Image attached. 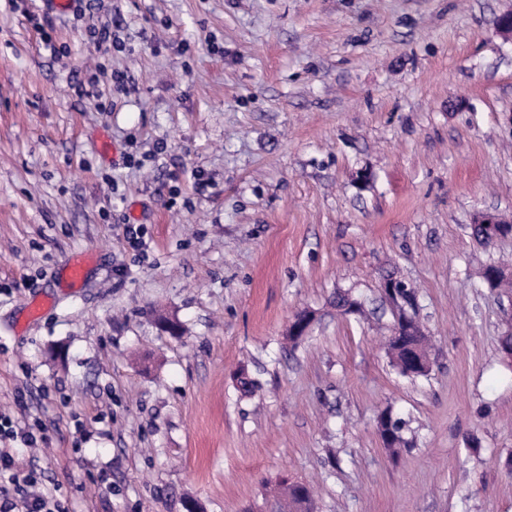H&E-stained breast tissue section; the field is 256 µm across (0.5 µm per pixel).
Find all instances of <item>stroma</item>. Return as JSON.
<instances>
[{"label":"stroma","mask_w":512,"mask_h":512,"mask_svg":"<svg viewBox=\"0 0 512 512\" xmlns=\"http://www.w3.org/2000/svg\"><path fill=\"white\" fill-rule=\"evenodd\" d=\"M507 12L0 0V414L39 435L68 512H279L284 481L315 512H512V291L481 277L512 237L470 234L477 211L512 214ZM106 21L126 88L101 112L72 85ZM390 275L417 290L427 375L387 354ZM340 293L363 315L337 313Z\"/></svg>","instance_id":"35a3bbf8"}]
</instances>
